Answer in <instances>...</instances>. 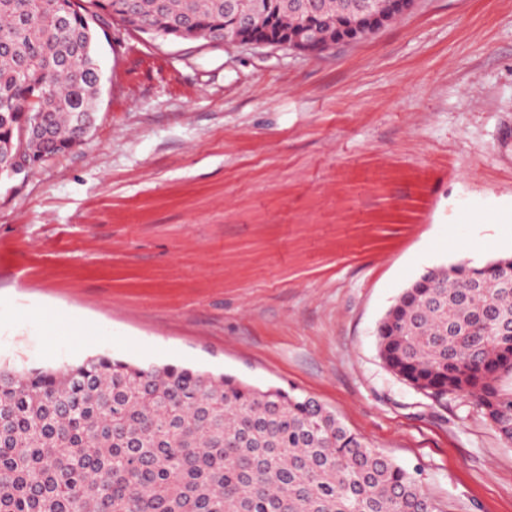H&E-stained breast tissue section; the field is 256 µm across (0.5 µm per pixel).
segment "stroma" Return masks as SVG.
Here are the masks:
<instances>
[{
  "instance_id": "obj_1",
  "label": "stroma",
  "mask_w": 512,
  "mask_h": 512,
  "mask_svg": "<svg viewBox=\"0 0 512 512\" xmlns=\"http://www.w3.org/2000/svg\"><path fill=\"white\" fill-rule=\"evenodd\" d=\"M96 31L87 137L0 179V363L294 386L443 512H512V445L376 336L426 270L512 256V0H415L315 56Z\"/></svg>"
}]
</instances>
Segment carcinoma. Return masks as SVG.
<instances>
[{"instance_id": "1", "label": "carcinoma", "mask_w": 512, "mask_h": 512, "mask_svg": "<svg viewBox=\"0 0 512 512\" xmlns=\"http://www.w3.org/2000/svg\"><path fill=\"white\" fill-rule=\"evenodd\" d=\"M0 0V176L56 155L97 108V21L219 39L239 16L308 27L322 51L390 0ZM49 132L31 134L38 116ZM385 367L474 401L512 444V257L427 271L377 328ZM0 512H442L416 479L295 388L92 355L0 366Z\"/></svg>"}]
</instances>
